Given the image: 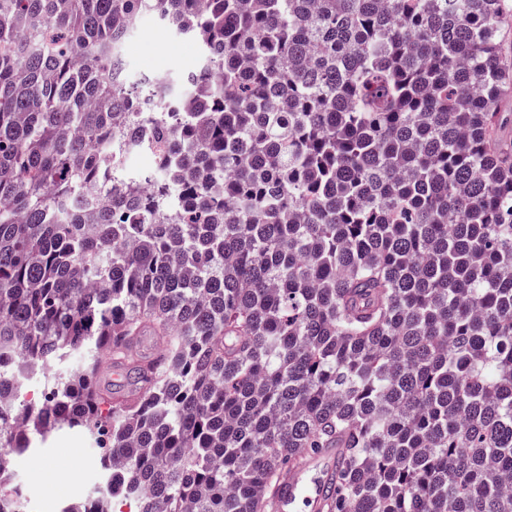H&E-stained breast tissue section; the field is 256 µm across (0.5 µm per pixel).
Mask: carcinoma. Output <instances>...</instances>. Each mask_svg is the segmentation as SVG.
Here are the masks:
<instances>
[{
    "label": "carcinoma",
    "instance_id": "cac0c4a2",
    "mask_svg": "<svg viewBox=\"0 0 512 512\" xmlns=\"http://www.w3.org/2000/svg\"><path fill=\"white\" fill-rule=\"evenodd\" d=\"M145 14L198 42L181 98L124 77ZM510 18L0 0V498L15 454L79 429L97 512H275L329 450L318 512H512ZM109 360L133 392L100 389Z\"/></svg>",
    "mask_w": 512,
    "mask_h": 512
}]
</instances>
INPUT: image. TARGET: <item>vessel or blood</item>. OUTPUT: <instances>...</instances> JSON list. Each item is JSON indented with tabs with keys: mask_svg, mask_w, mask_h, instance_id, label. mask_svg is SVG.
Returning <instances> with one entry per match:
<instances>
[{
	"mask_svg": "<svg viewBox=\"0 0 512 512\" xmlns=\"http://www.w3.org/2000/svg\"><path fill=\"white\" fill-rule=\"evenodd\" d=\"M334 466L332 455L315 456L300 469L289 474L278 512H317L327 491V482Z\"/></svg>",
	"mask_w": 512,
	"mask_h": 512,
	"instance_id": "1",
	"label": "vessel or blood"
}]
</instances>
